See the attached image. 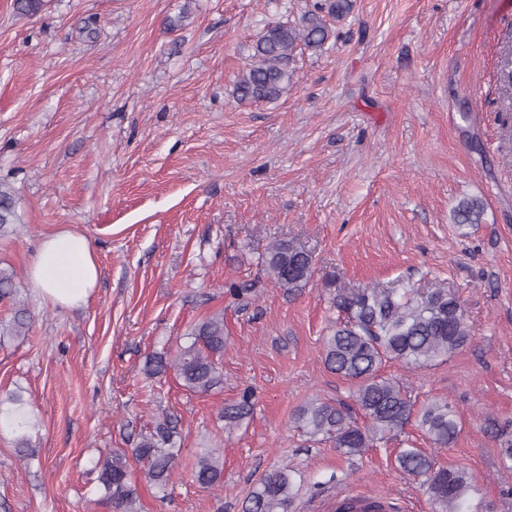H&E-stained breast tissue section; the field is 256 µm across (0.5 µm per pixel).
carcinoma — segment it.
I'll return each mask as SVG.
<instances>
[{"label": "carcinoma", "mask_w": 512, "mask_h": 512, "mask_svg": "<svg viewBox=\"0 0 512 512\" xmlns=\"http://www.w3.org/2000/svg\"><path fill=\"white\" fill-rule=\"evenodd\" d=\"M351 8L352 0H317L302 26L297 28L284 22L269 25L255 44L251 63L236 82L238 99L278 98L291 80L288 63L296 48L303 45L322 49L329 37L324 15L341 17ZM483 212L482 201L463 200L454 210V223L477 224ZM18 223L14 195L0 183V231ZM257 265L276 287L290 293L305 288L315 273L312 254L291 239L272 243ZM332 304L344 317L325 339L324 363L331 372L357 384L355 402L366 422L358 423L348 405L315 398L294 414L296 428L312 442L328 441L339 453L355 456L376 447L383 439L397 436L414 420L433 445L451 447L462 430L453 407L442 399L416 407L403 383L381 373V369L393 361L414 368L428 366L466 347L472 340L473 329L459 298L446 288L425 292L408 285L338 293ZM29 322L27 310L20 308L11 322L0 327V336H20ZM188 338L190 343L171 359L147 358L144 373L155 377L172 369L183 387L203 394L222 386L224 315L197 323ZM252 411V395L245 391L237 401L221 408L220 418L233 426ZM3 412L17 433L19 455L32 454L30 431L34 423L23 395L13 392L7 399H0V414ZM177 437V420L165 415L133 448L146 477L157 487L168 485L175 474L181 450ZM396 462L404 473L421 481L432 512H491L483 501L474 500L476 485L470 472L441 465L434 456L415 446L399 449ZM97 466L102 499L112 505L113 512H140L138 491L131 482L125 453L114 452ZM296 475L286 465L264 474L244 501L242 512H293ZM194 478L205 488L222 486L223 453L216 448L202 453Z\"/></svg>", "instance_id": "obj_1"}]
</instances>
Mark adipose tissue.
Returning <instances> with one entry per match:
<instances>
[{"mask_svg": "<svg viewBox=\"0 0 512 512\" xmlns=\"http://www.w3.org/2000/svg\"><path fill=\"white\" fill-rule=\"evenodd\" d=\"M98 275L90 241L70 230L44 237L28 269L31 288L45 301L63 307L85 303L97 285Z\"/></svg>", "mask_w": 512, "mask_h": 512, "instance_id": "adipose-tissue-1", "label": "adipose tissue"}]
</instances>
